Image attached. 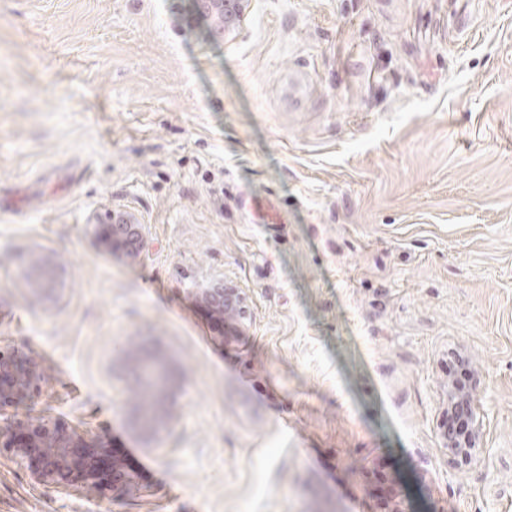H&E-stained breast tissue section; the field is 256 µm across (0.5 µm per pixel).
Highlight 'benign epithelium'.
Here are the masks:
<instances>
[{
  "label": "benign epithelium",
  "mask_w": 512,
  "mask_h": 512,
  "mask_svg": "<svg viewBox=\"0 0 512 512\" xmlns=\"http://www.w3.org/2000/svg\"><path fill=\"white\" fill-rule=\"evenodd\" d=\"M194 13L204 15L211 29L218 34H229L243 18V0H192ZM102 239L113 247L137 246L142 240L138 224H105ZM200 304H207L224 312V302L234 306V313L242 312L241 300L230 288L217 283L201 288L196 293ZM129 367L131 376L146 382L145 369L148 359L143 357V346L132 349ZM36 379L32 365L19 364L14 353L0 349V411L12 404L31 397ZM179 388L166 386L142 402L132 395L125 409L151 437L168 427L172 421L171 408ZM448 413L458 417L467 426L461 439L456 429L444 431L449 457L459 463H472L483 450V420L473 402V393L448 389ZM0 447L11 453L17 464L33 472L43 483L63 488H80L89 494L101 495L107 491L131 493L138 490L134 478L124 462L113 455L108 441L96 437L90 441L69 430L57 420L47 419L30 423L6 417L0 420Z\"/></svg>",
  "instance_id": "1"
}]
</instances>
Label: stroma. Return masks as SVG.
<instances>
[{
  "mask_svg": "<svg viewBox=\"0 0 512 512\" xmlns=\"http://www.w3.org/2000/svg\"><path fill=\"white\" fill-rule=\"evenodd\" d=\"M0 0L9 415L102 436L141 494L38 482L0 512H512V0ZM140 225L136 253L98 227ZM243 299L228 344L193 291ZM176 376L149 440L111 369ZM484 452L454 463L448 356ZM194 4V13L204 15L210 22L211 29L217 34H227L239 24L243 18V0H190ZM36 379L32 365L23 367L15 354L0 348V411L24 398H31Z\"/></svg>",
  "mask_w": 512,
  "mask_h": 512,
  "instance_id": "stroma-1",
  "label": "stroma"
}]
</instances>
